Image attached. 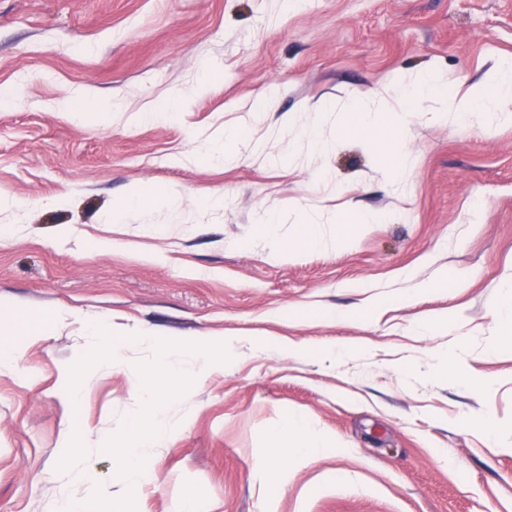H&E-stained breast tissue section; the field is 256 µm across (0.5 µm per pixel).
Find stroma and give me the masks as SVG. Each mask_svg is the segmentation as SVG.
I'll return each instance as SVG.
<instances>
[{
    "instance_id": "obj_1",
    "label": "stroma",
    "mask_w": 512,
    "mask_h": 512,
    "mask_svg": "<svg viewBox=\"0 0 512 512\" xmlns=\"http://www.w3.org/2000/svg\"><path fill=\"white\" fill-rule=\"evenodd\" d=\"M507 58L512 0H0V87L15 92L0 107V340L18 364L0 375V512L88 499L61 460L75 424L82 459L118 474L100 438L137 415L154 348L131 347L70 407L76 314L238 344L167 402L156 479L114 486L106 512L185 498L192 512H512V432L478 427L512 423V122L482 132L418 105L357 133L316 109L396 95L418 71L467 89ZM264 94L276 106L258 121ZM168 98V115L130 122ZM136 188L148 204L113 220ZM364 212L380 222L356 223ZM303 222L349 241L300 246ZM330 340L347 353L327 359ZM447 352L466 360L449 379L435 373ZM291 412L336 446L279 489L263 464Z\"/></svg>"
}]
</instances>
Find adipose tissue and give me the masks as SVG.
<instances>
[{"label":"adipose tissue","instance_id":"obj_1","mask_svg":"<svg viewBox=\"0 0 512 512\" xmlns=\"http://www.w3.org/2000/svg\"><path fill=\"white\" fill-rule=\"evenodd\" d=\"M508 101H512V65L498 67L488 82L465 92L440 75L421 72L410 79L404 95L390 101L375 96L364 99L349 106L348 112L353 128L363 132L372 125L377 113L399 114L405 112L407 105L429 102L436 117H464L480 129L490 130L506 120L503 105ZM271 437L284 459L283 464L268 471L270 480L276 484L286 481L288 468L322 455L333 445L330 438L312 427L304 414L286 416L272 429Z\"/></svg>","mask_w":512,"mask_h":512}]
</instances>
